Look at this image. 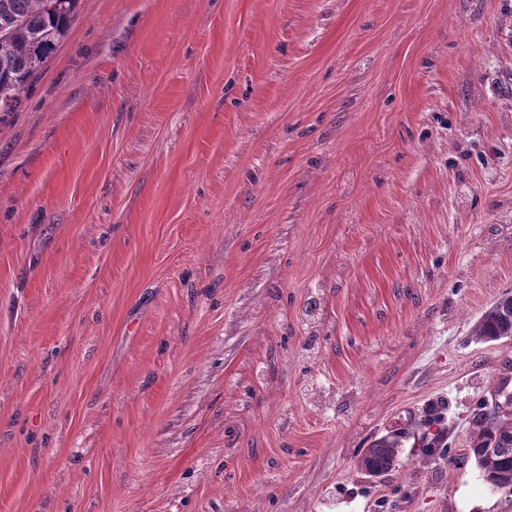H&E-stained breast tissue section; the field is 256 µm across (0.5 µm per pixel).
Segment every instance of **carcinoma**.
Instances as JSON below:
<instances>
[{"instance_id":"obj_1","label":"carcinoma","mask_w":512,"mask_h":512,"mask_svg":"<svg viewBox=\"0 0 512 512\" xmlns=\"http://www.w3.org/2000/svg\"><path fill=\"white\" fill-rule=\"evenodd\" d=\"M79 0H0V112H14L59 42L67 34ZM474 336L484 342L512 339V295L496 302L478 320ZM443 402L430 404L423 414L409 416L399 436H381L361 454L370 474L390 475L400 465L405 443L422 448L421 456L442 454L448 447V427ZM471 454L478 462L482 481L493 488L512 479V399L488 405L482 398L470 417Z\"/></svg>"}]
</instances>
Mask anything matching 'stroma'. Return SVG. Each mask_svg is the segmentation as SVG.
Returning <instances> with one entry per match:
<instances>
[{
    "label": "stroma",
    "mask_w": 512,
    "mask_h": 512,
    "mask_svg": "<svg viewBox=\"0 0 512 512\" xmlns=\"http://www.w3.org/2000/svg\"><path fill=\"white\" fill-rule=\"evenodd\" d=\"M508 293L512 0H80L0 119V512H504ZM474 336L484 342L512 339V295L503 297L482 315ZM488 393L489 398L483 397L471 414V435L467 442L471 454L461 459L476 460L482 481L495 490L500 481L512 480V398L503 397L500 404L491 403L489 407L491 390ZM447 406L444 402L431 403L421 416H409L405 425L400 426L399 436L389 438L385 435L372 440L365 448L359 460L370 474L392 475L400 465V448L413 440V447L423 448L422 457L443 454L448 448V427L445 422Z\"/></svg>",
    "instance_id": "35a3bbf8"
}]
</instances>
